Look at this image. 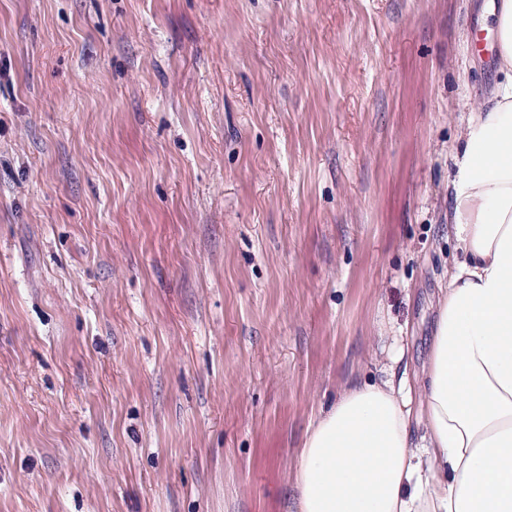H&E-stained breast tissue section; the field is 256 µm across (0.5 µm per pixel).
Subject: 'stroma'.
<instances>
[{"label":"stroma","mask_w":512,"mask_h":512,"mask_svg":"<svg viewBox=\"0 0 512 512\" xmlns=\"http://www.w3.org/2000/svg\"><path fill=\"white\" fill-rule=\"evenodd\" d=\"M491 0H0V512H294L427 359Z\"/></svg>","instance_id":"1"}]
</instances>
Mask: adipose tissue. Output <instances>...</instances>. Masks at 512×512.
Returning <instances> with one entry per match:
<instances>
[{
	"label": "adipose tissue",
	"mask_w": 512,
	"mask_h": 512,
	"mask_svg": "<svg viewBox=\"0 0 512 512\" xmlns=\"http://www.w3.org/2000/svg\"><path fill=\"white\" fill-rule=\"evenodd\" d=\"M492 14L501 79L454 149L462 255L440 291L424 383L415 392L395 375L396 342L377 380L348 382L309 427L295 512H512V0Z\"/></svg>",
	"instance_id": "ef3b65f1"
}]
</instances>
